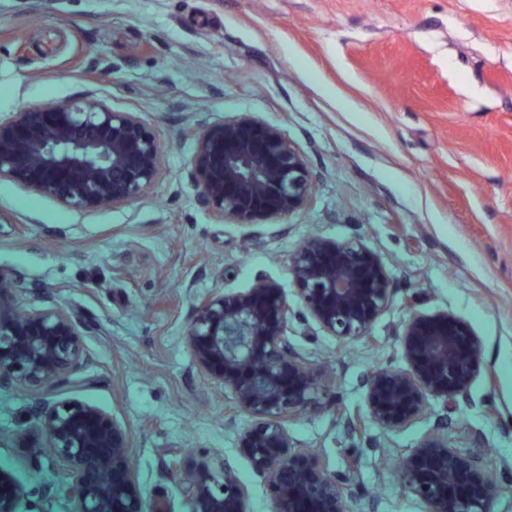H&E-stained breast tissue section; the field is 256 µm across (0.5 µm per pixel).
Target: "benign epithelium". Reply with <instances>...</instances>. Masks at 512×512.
I'll return each instance as SVG.
<instances>
[{"label": "benign epithelium", "instance_id": "obj_1", "mask_svg": "<svg viewBox=\"0 0 512 512\" xmlns=\"http://www.w3.org/2000/svg\"><path fill=\"white\" fill-rule=\"evenodd\" d=\"M160 149L137 112L121 111L89 95L37 105L0 118V180L72 209L123 206L156 182ZM188 179L219 221L261 224L302 208L313 174L299 146L283 131L249 118L224 121L194 134ZM299 296L321 329L339 342L366 337L393 299L390 275L360 240H307L291 259ZM0 283V385L68 388L87 363L80 336L94 329L85 316L51 304L33 312L11 302ZM294 310L283 291L259 282L235 294L211 295L197 307L189 341L202 368L231 389L237 405L258 420L241 437L256 475L272 489L274 512H347L346 471L329 470L314 455L291 446L286 424L329 405L303 356L290 344ZM407 367L380 368L365 381L373 420L397 428L430 401L442 403L434 432L402 461L399 475L429 512H490L494 487L485 465L463 457L442 440L448 418L468 400L480 370L477 345L451 319L416 317L404 334ZM42 468L48 443L65 481L70 512H143L129 464L127 437L105 410L76 400L33 409L16 434ZM192 512H245L249 491L235 471L217 476L200 464L184 482ZM26 494L13 471L0 469V512H16Z\"/></svg>", "mask_w": 512, "mask_h": 512}]
</instances>
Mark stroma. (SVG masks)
<instances>
[{
	"instance_id": "obj_1",
	"label": "stroma",
	"mask_w": 512,
	"mask_h": 512,
	"mask_svg": "<svg viewBox=\"0 0 512 512\" xmlns=\"http://www.w3.org/2000/svg\"><path fill=\"white\" fill-rule=\"evenodd\" d=\"M82 94L140 113L162 169L116 209L0 182V276L15 280L14 301L97 325L81 338V385L0 387V468L28 490L16 512H69L44 493L57 466L30 470L14 441L35 403L63 399L121 424L145 503L190 512L179 476L206 461L246 482L247 512H273L239 447L256 420L188 340L199 300L260 280L282 288L291 344L351 412H366L373 370L404 367L413 316L466 325L482 371L443 438L489 462L491 512H512V0H0V116ZM241 116L285 131L315 175L288 217L216 221L187 180L192 131ZM311 237L359 238L388 270L393 301L370 339L338 344L300 301L290 259ZM439 411L352 435L322 409L287 430L330 470L359 456L349 512H428L395 465Z\"/></svg>"
}]
</instances>
